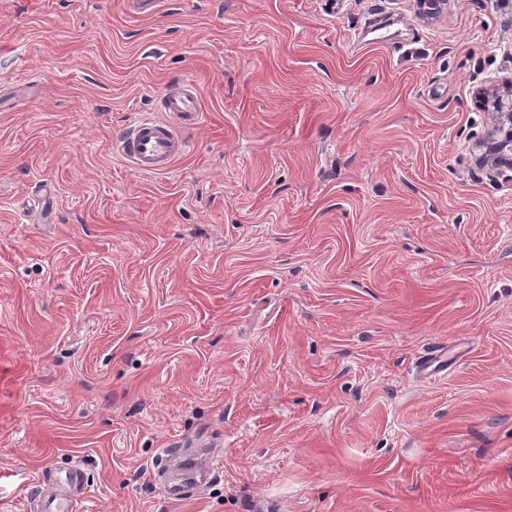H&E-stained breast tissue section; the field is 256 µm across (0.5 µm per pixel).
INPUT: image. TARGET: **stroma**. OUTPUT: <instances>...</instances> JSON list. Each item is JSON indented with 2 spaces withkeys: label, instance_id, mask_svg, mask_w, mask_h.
Wrapping results in <instances>:
<instances>
[{
  "label": "stroma",
  "instance_id": "35a3bbf8",
  "mask_svg": "<svg viewBox=\"0 0 512 512\" xmlns=\"http://www.w3.org/2000/svg\"><path fill=\"white\" fill-rule=\"evenodd\" d=\"M510 75L506 0H0V512L71 468L86 512H512ZM174 444L223 456L188 500ZM479 95L493 118L484 143L481 166L493 174L502 175L505 170L512 171V76L498 85L482 88ZM163 112H169L178 120L182 130L167 121L141 117L118 139L123 158L139 173L170 172L174 163L188 150L185 130L198 125L203 117L199 99L186 83L170 88L164 94Z\"/></svg>",
  "mask_w": 512,
  "mask_h": 512
}]
</instances>
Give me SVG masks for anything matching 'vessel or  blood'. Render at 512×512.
I'll use <instances>...</instances> for the list:
<instances>
[{
	"label": "vessel or blood",
	"instance_id": "1",
	"mask_svg": "<svg viewBox=\"0 0 512 512\" xmlns=\"http://www.w3.org/2000/svg\"><path fill=\"white\" fill-rule=\"evenodd\" d=\"M163 109L170 113V121L138 118L118 140L123 158L139 173L170 172L174 163L188 150L186 128L198 125L203 117L198 97L186 87L169 89L163 96ZM165 454L178 462L184 474L181 481L168 485L171 498H186L201 487V480L191 474L193 460L190 449L169 448ZM79 505V499L65 493L42 494L37 501L38 512H78Z\"/></svg>",
	"mask_w": 512,
	"mask_h": 512
}]
</instances>
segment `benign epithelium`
I'll use <instances>...</instances> for the list:
<instances>
[{
  "label": "benign epithelium",
  "mask_w": 512,
  "mask_h": 512,
  "mask_svg": "<svg viewBox=\"0 0 512 512\" xmlns=\"http://www.w3.org/2000/svg\"><path fill=\"white\" fill-rule=\"evenodd\" d=\"M449 0H414L418 15L426 19L439 17L447 10ZM480 97L492 112V126L484 143L481 166L500 175L512 171V76L501 85L485 87Z\"/></svg>",
  "instance_id": "obj_1"
}]
</instances>
